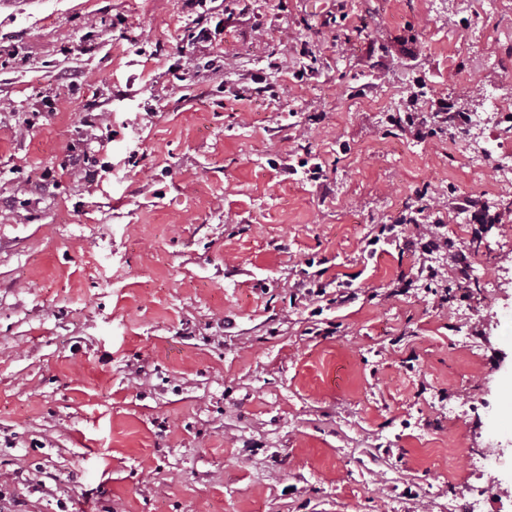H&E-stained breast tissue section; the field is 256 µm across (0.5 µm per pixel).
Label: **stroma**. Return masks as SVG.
Instances as JSON below:
<instances>
[{
    "instance_id": "obj_1",
    "label": "stroma",
    "mask_w": 512,
    "mask_h": 512,
    "mask_svg": "<svg viewBox=\"0 0 512 512\" xmlns=\"http://www.w3.org/2000/svg\"><path fill=\"white\" fill-rule=\"evenodd\" d=\"M511 84L475 0H0V512H512V182L388 120ZM414 231L412 234L407 235L403 239L404 249L419 257L418 274L431 279H439V281H447L448 271L451 273L453 279L459 284L465 283L469 279L470 263L465 254H451L448 256V263L446 266L435 268L432 265H427L429 257L433 253L447 252L448 239L439 236L433 231V227L439 228L438 225L419 224L417 220L412 225Z\"/></svg>"
}]
</instances>
